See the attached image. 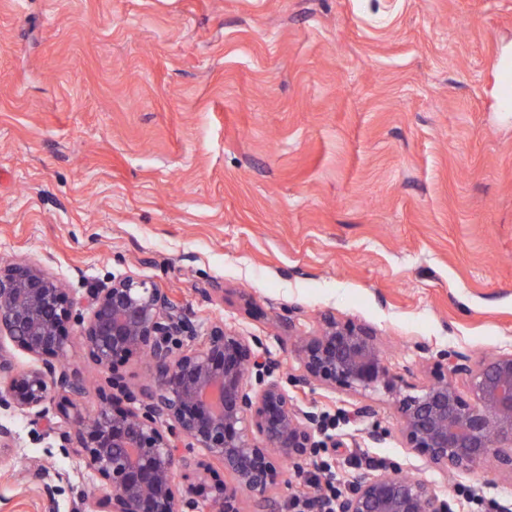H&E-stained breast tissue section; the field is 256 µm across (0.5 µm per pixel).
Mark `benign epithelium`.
<instances>
[{"label":"benign epithelium","instance_id":"benign-epithelium-1","mask_svg":"<svg viewBox=\"0 0 512 512\" xmlns=\"http://www.w3.org/2000/svg\"><path fill=\"white\" fill-rule=\"evenodd\" d=\"M73 303L41 267L20 260L0 263V339L42 360L17 371L0 347V408L12 409L58 435L102 482L97 512H183L175 485L178 469L201 462L182 452L199 448L221 462L232 482L220 487L208 512H240L239 495L266 500L276 466L301 471L319 448H342L324 434L319 417L298 406L273 377L278 363L260 339L226 325L213 326L199 349L175 353L196 335L180 308L153 285L112 280L88 292L82 337L88 355L105 367L139 349L155 367V380L139 407L122 408L117 395L91 421L74 398L84 393L75 373L56 365ZM299 381L336 387L363 398L384 391L396 397L404 447L442 474L487 465L512 475V352L474 358L451 350L421 386L401 388L368 325L320 318L319 331L296 350ZM466 383L461 390L458 380ZM72 418L62 429L49 417L54 397ZM336 512H454L448 497L425 479L391 465L354 477Z\"/></svg>","mask_w":512,"mask_h":512}]
</instances>
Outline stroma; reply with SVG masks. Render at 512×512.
Masks as SVG:
<instances>
[{
	"label": "stroma",
	"instance_id": "stroma-1",
	"mask_svg": "<svg viewBox=\"0 0 512 512\" xmlns=\"http://www.w3.org/2000/svg\"><path fill=\"white\" fill-rule=\"evenodd\" d=\"M512 0H0V262L45 269L85 311L131 276L198 336L263 340L340 448L326 476L397 464L465 512L512 475L446 476L403 447L395 402L297 381L288 315L372 326L391 374L512 349ZM63 362L93 415L154 380L141 351L102 367L70 322ZM0 512H92L100 481L57 435L0 411ZM379 440H372L371 432Z\"/></svg>",
	"mask_w": 512,
	"mask_h": 512
}]
</instances>
